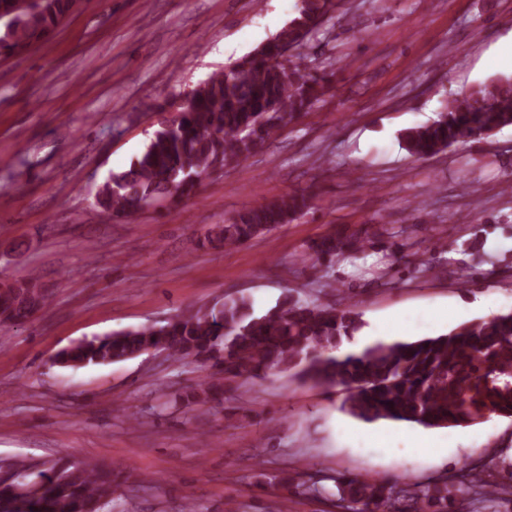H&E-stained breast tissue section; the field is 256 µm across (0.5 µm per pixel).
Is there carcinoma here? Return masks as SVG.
Returning <instances> with one entry per match:
<instances>
[{
	"label": "carcinoma",
	"mask_w": 512,
	"mask_h": 512,
	"mask_svg": "<svg viewBox=\"0 0 512 512\" xmlns=\"http://www.w3.org/2000/svg\"><path fill=\"white\" fill-rule=\"evenodd\" d=\"M330 0H298V16L278 33L292 44L305 30L318 31ZM16 0H0V56H13L47 38L73 13L77 0H43L34 13H17ZM328 73L311 74L300 61L286 69L252 63L246 55L212 74L195 90L191 106L157 130L128 168L114 172L98 192L101 212L124 220L139 217L155 202L168 205L196 193L213 171L238 164L323 96ZM512 126V76L499 77L448 101L445 111L404 134L418 158L436 156L454 144ZM309 195L290 194L242 208L217 224L207 244L234 247L286 224L310 209ZM358 234L323 237L310 246L311 259L333 260L364 250ZM21 299L0 296V314L38 307L36 278L20 283ZM360 327L352 305L318 307L285 293L258 314L251 298L226 296L210 307L175 314L161 324L114 331L81 340L55 361L73 368L118 362L161 347L172 359L192 358L210 370L202 393L216 399L226 377L262 378L280 369L318 385L340 387L343 409L367 423L393 420L426 428L467 426L492 417L512 418V311L460 325L444 335L411 341L376 342L340 352L343 339ZM13 480L0 479V512H77L94 502L96 512L112 503V470L92 461H11ZM336 500L345 512H394L393 488L339 474ZM418 512H448V479L409 491Z\"/></svg>",
	"instance_id": "cac0c4a2"
}]
</instances>
